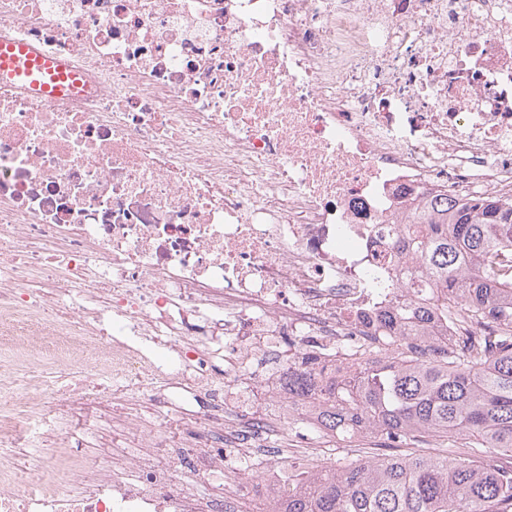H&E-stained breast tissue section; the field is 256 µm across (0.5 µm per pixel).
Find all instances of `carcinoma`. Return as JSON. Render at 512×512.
<instances>
[{
	"label": "carcinoma",
	"instance_id": "carcinoma-1",
	"mask_svg": "<svg viewBox=\"0 0 512 512\" xmlns=\"http://www.w3.org/2000/svg\"><path fill=\"white\" fill-rule=\"evenodd\" d=\"M430 224H412L403 249L433 307L400 304L381 328L412 318L386 359L333 379L321 396L320 434L334 443L377 438L388 450L428 439L430 452L385 453L344 465L292 467L271 512H512V203L494 197L435 200ZM491 324L462 348L430 345L435 320ZM289 389L305 396L310 373Z\"/></svg>",
	"mask_w": 512,
	"mask_h": 512
}]
</instances>
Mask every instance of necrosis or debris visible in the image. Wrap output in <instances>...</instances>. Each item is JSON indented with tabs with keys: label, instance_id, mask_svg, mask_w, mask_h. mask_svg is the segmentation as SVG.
Returning a JSON list of instances; mask_svg holds the SVG:
<instances>
[{
	"label": "necrosis or debris",
	"instance_id": "necrosis-or-debris-1",
	"mask_svg": "<svg viewBox=\"0 0 512 512\" xmlns=\"http://www.w3.org/2000/svg\"><path fill=\"white\" fill-rule=\"evenodd\" d=\"M0 512H268L286 378L382 360L439 197L512 202V0H0ZM112 416V452L72 449ZM65 69L56 60L36 51L26 43L0 42V80L29 84L47 97L65 93L59 82Z\"/></svg>",
	"mask_w": 512,
	"mask_h": 512
}]
</instances>
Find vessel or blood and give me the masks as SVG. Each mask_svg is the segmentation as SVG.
<instances>
[{
	"mask_svg": "<svg viewBox=\"0 0 512 512\" xmlns=\"http://www.w3.org/2000/svg\"><path fill=\"white\" fill-rule=\"evenodd\" d=\"M65 68L29 45L0 42V80L29 85L43 95L64 93Z\"/></svg>",
	"mask_w": 512,
	"mask_h": 512,
	"instance_id": "1",
	"label": "vessel or blood"
}]
</instances>
